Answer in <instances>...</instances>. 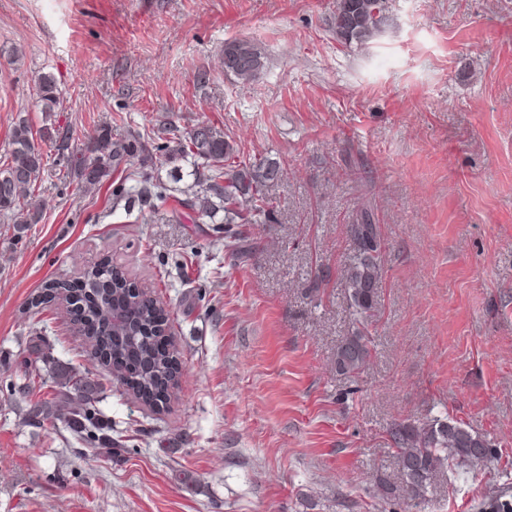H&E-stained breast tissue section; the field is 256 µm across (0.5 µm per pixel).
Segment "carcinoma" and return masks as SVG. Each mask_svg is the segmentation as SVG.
Here are the masks:
<instances>
[{
	"label": "carcinoma",
	"mask_w": 512,
	"mask_h": 512,
	"mask_svg": "<svg viewBox=\"0 0 512 512\" xmlns=\"http://www.w3.org/2000/svg\"><path fill=\"white\" fill-rule=\"evenodd\" d=\"M387 11V0H336L331 28L336 39L344 44H364L383 31ZM264 68V54L253 43L239 39L224 44V71L241 84L255 81ZM37 95L45 118H50L58 100L53 76L40 78ZM39 138L56 148L86 192L103 184L120 165L154 151L172 166L175 175L192 178V183L183 190L186 198L178 200V204L193 211L199 220L227 226L269 224L276 210L270 190L281 178L280 167L264 161L236 160L234 145L205 120L184 134L156 144L144 142V135L131 128L114 136L112 128L101 127L84 152L71 148L72 135L66 125L45 123ZM8 154L9 160L0 165V213L7 216L22 208L27 210L24 223L36 224L39 211L33 205V196L42 180L44 162L43 153L35 146L34 129L24 116L14 124ZM168 198L165 184L144 173L134 186L116 198L115 206L121 205L131 213L137 206L151 207L154 201L164 202ZM349 235L355 255L346 270L345 286L348 306L358 326L337 345L334 369L356 376L364 372L371 357L368 320L378 308L383 238L367 210L361 211L357 222L349 225ZM224 247L240 258L249 256L253 250L247 239L228 230ZM83 280L86 291L78 299L79 325L73 327L74 333H80L82 326H92L100 349L111 359L118 363L124 359L139 362L140 370L132 377L130 387L164 401L166 378L175 356L158 349L159 309L153 301L132 293L125 281L112 277L110 266L88 268ZM72 387L71 391L59 392L48 405L35 404L33 412L47 418L62 417L90 446L101 440L111 441L96 409L95 391L80 378ZM389 437L396 448L402 489L415 502L425 499L428 488L446 477L450 464L468 470L488 467L495 459L485 439L447 418L426 417L397 423ZM477 510L512 512V489L501 487L492 491L478 503Z\"/></svg>",
	"instance_id": "cac0c4a2"
}]
</instances>
